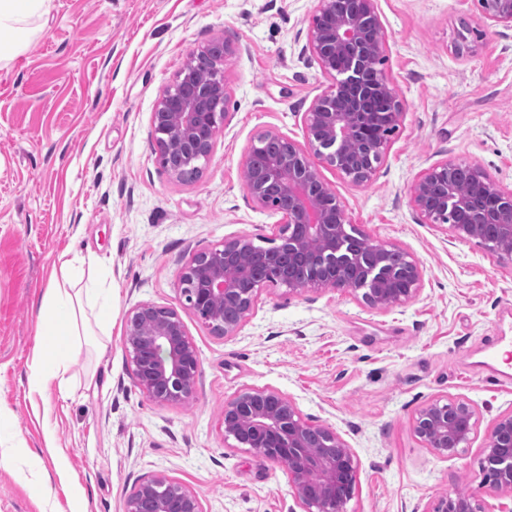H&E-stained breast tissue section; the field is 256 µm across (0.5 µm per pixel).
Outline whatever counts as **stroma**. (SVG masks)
<instances>
[{
  "mask_svg": "<svg viewBox=\"0 0 512 512\" xmlns=\"http://www.w3.org/2000/svg\"><path fill=\"white\" fill-rule=\"evenodd\" d=\"M316 0H53L30 45L0 65V512H126L164 476L203 512H294L287 467L225 443L224 405L275 389L351 448L347 512H430L442 493L499 499L482 470L512 384L493 382L487 344L512 327V260L427 223L409 189L429 166L477 163L512 189V30L480 23L478 0H377L383 70L405 111L373 180L322 170L352 226L409 252L418 296L388 310L331 288L265 285L235 335L191 312L196 395L160 404L137 386L125 318L180 307L192 256L245 235L275 240L281 216L246 199L250 143L274 128L303 143L304 114L329 83L304 54ZM236 42L228 116L197 181L171 180L152 125L188 57ZM93 256L84 280L110 290L106 330L84 337L63 385L29 388L44 289L63 252ZM465 400L477 424L442 457L415 434L429 403Z\"/></svg>",
  "mask_w": 512,
  "mask_h": 512,
  "instance_id": "stroma-1",
  "label": "stroma"
}]
</instances>
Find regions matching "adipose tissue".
<instances>
[{
  "instance_id": "ef3b65f1",
  "label": "adipose tissue",
  "mask_w": 512,
  "mask_h": 512,
  "mask_svg": "<svg viewBox=\"0 0 512 512\" xmlns=\"http://www.w3.org/2000/svg\"><path fill=\"white\" fill-rule=\"evenodd\" d=\"M53 0H0V48L23 49L32 40L37 19L47 15ZM83 258L62 261L45 292L46 305L61 310L62 315L39 329V342L33 350L37 364L33 385L48 387L62 378L69 366V353L79 344L78 314L91 313L97 324H104L109 291L95 283H83Z\"/></svg>"
}]
</instances>
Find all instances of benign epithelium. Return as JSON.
<instances>
[{
  "label": "benign epithelium",
  "instance_id": "1",
  "mask_svg": "<svg viewBox=\"0 0 512 512\" xmlns=\"http://www.w3.org/2000/svg\"><path fill=\"white\" fill-rule=\"evenodd\" d=\"M482 23L512 29V0H479ZM387 35L377 13L376 0H351L336 12V0H318L307 31L304 50L333 82L316 95L305 112V145L275 129L262 134L266 143H288V150L270 156L265 165L250 168L257 144L246 152L251 201L283 214L279 244L269 261L278 266L288 256L303 263L311 276L298 281L281 274L292 292L326 286L341 292H362L371 307L386 310L417 296L423 271L409 254L396 269L388 263L393 245L378 244L367 256L347 238L348 219L322 178L330 166L357 185L370 182L385 153L388 139L367 121L380 108L383 122L394 127L404 104L379 68ZM219 52L207 72L185 80L193 69L192 54L174 81L157 100L153 112L156 146L171 180L182 181L185 165L210 158L227 116L229 100L226 62L238 47L229 40L213 42ZM465 169L492 194L482 205L459 195L434 201L432 187L451 182ZM414 209L430 224L446 223L447 209L464 220L451 225L458 239L493 233L492 251L512 258V189L498 185L478 164L444 161L425 169L410 187ZM252 241L231 236L212 248L195 253L179 274L183 308L219 336H233L245 322L264 281L249 293L238 288V277L249 274ZM126 347L138 387L157 403H182L195 393L200 360L189 341L184 321L174 307L143 302L126 319ZM476 425V411L467 401L432 402L414 419L416 435L438 455L446 457L466 444ZM224 442L283 462L297 493L302 512H346L353 497L357 470L351 449L327 427L305 422L285 395L267 389L240 393L224 405ZM483 470L499 495L512 499V412L493 422L484 448ZM128 512H202L198 497L182 484L152 477L140 484L128 503ZM429 512H486L484 504L463 494L443 493Z\"/></svg>",
  "mask_w": 512,
  "mask_h": 512
}]
</instances>
